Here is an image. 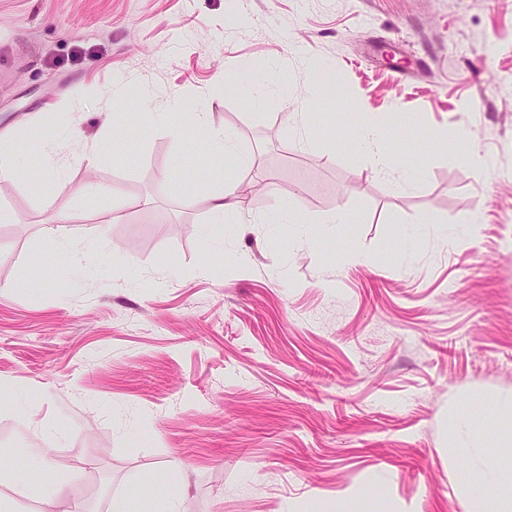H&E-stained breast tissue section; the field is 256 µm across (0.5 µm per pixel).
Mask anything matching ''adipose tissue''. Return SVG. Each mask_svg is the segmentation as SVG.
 Listing matches in <instances>:
<instances>
[{"instance_id": "adipose-tissue-1", "label": "adipose tissue", "mask_w": 512, "mask_h": 512, "mask_svg": "<svg viewBox=\"0 0 512 512\" xmlns=\"http://www.w3.org/2000/svg\"><path fill=\"white\" fill-rule=\"evenodd\" d=\"M140 106L154 127L177 137L184 125H192L200 134V145L212 157L231 156L237 163H246V156L238 153L223 129L212 127L206 113L189 110L179 97H172L162 111L154 109L146 95L141 97ZM337 125L354 150L366 153L375 174L396 169L398 156L385 148L388 120L352 107L339 113ZM495 410L499 421L492 430L479 424L470 402L449 413L448 454L463 456L472 476L458 487L466 512H512V395L497 398Z\"/></svg>"}]
</instances>
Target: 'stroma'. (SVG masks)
Returning <instances> with one entry per match:
<instances>
[{"label":"stroma","instance_id":"obj_1","mask_svg":"<svg viewBox=\"0 0 512 512\" xmlns=\"http://www.w3.org/2000/svg\"><path fill=\"white\" fill-rule=\"evenodd\" d=\"M313 59L332 79L307 116ZM275 66L287 97L227 83ZM119 80L183 97L250 164L133 101L105 126ZM348 102L400 113L388 145L418 181L346 148ZM62 121L60 190L36 143ZM463 128L489 174L461 159ZM0 138L28 149L26 178L0 181L17 217L0 223V452L42 442L63 512L162 495L173 473L188 512H465L448 407L512 392V0H0ZM98 139L110 160L75 162ZM228 179L219 252L209 195ZM339 206L350 223H326ZM53 220L109 252L72 267Z\"/></svg>","mask_w":512,"mask_h":512}]
</instances>
